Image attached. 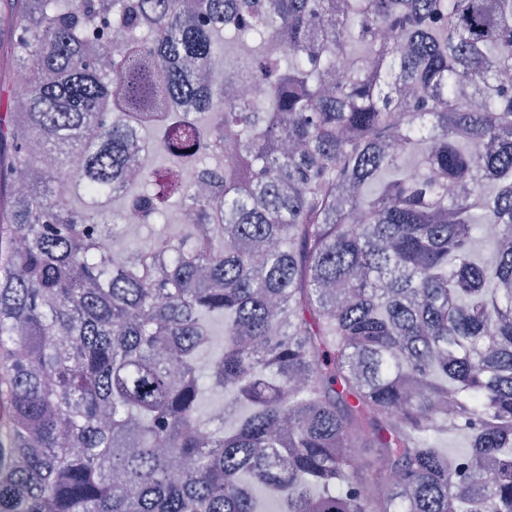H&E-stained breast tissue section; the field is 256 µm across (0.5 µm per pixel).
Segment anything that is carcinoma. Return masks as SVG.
I'll return each instance as SVG.
<instances>
[{
    "mask_svg": "<svg viewBox=\"0 0 512 512\" xmlns=\"http://www.w3.org/2000/svg\"><path fill=\"white\" fill-rule=\"evenodd\" d=\"M4 17L0 512H512V0ZM173 131L189 178L158 167ZM105 196L162 228L116 247Z\"/></svg>",
    "mask_w": 512,
    "mask_h": 512,
    "instance_id": "carcinoma-1",
    "label": "carcinoma"
}]
</instances>
